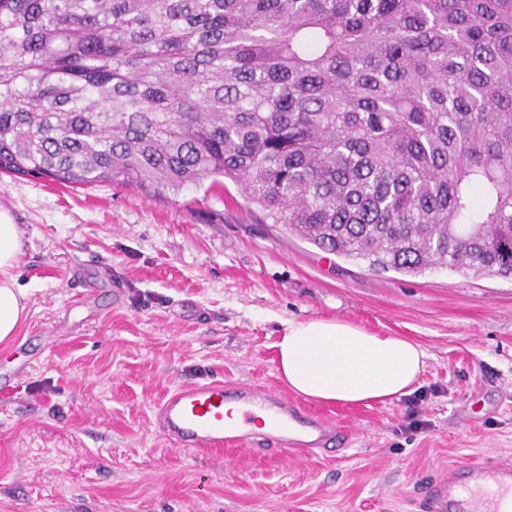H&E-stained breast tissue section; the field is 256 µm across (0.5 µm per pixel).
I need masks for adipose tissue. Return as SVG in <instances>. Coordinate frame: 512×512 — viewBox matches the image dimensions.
Returning <instances> with one entry per match:
<instances>
[{
  "label": "adipose tissue",
  "mask_w": 512,
  "mask_h": 512,
  "mask_svg": "<svg viewBox=\"0 0 512 512\" xmlns=\"http://www.w3.org/2000/svg\"><path fill=\"white\" fill-rule=\"evenodd\" d=\"M20 234L0 210V344L18 334L27 294L13 273ZM278 371L288 388L316 402L386 403L408 395L425 368L426 353L399 336H379L357 325L322 318L288 320L276 344Z\"/></svg>",
  "instance_id": "adipose-tissue-1"
}]
</instances>
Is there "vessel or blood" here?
I'll use <instances>...</instances> for the list:
<instances>
[{
  "instance_id": "1",
  "label": "vessel or blood",
  "mask_w": 512,
  "mask_h": 512,
  "mask_svg": "<svg viewBox=\"0 0 512 512\" xmlns=\"http://www.w3.org/2000/svg\"><path fill=\"white\" fill-rule=\"evenodd\" d=\"M261 416L277 456H326L343 434L281 391L221 381L177 385L157 405L155 423L175 447L220 450L250 442L249 427ZM423 507L425 512H512V463L474 465L463 473L449 467L426 486Z\"/></svg>"
}]
</instances>
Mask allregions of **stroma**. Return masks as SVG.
<instances>
[{"label": "stroma", "mask_w": 512, "mask_h": 512, "mask_svg": "<svg viewBox=\"0 0 512 512\" xmlns=\"http://www.w3.org/2000/svg\"><path fill=\"white\" fill-rule=\"evenodd\" d=\"M19 226L27 318L0 347V512H416L426 483L512 459V281L439 266L376 272L266 221L239 185L157 196L0 175ZM120 303H113L114 287ZM85 294L102 314L84 317ZM344 320L423 348L417 389L311 402L354 430L303 461L185 453L154 410L182 383L283 388V321Z\"/></svg>", "instance_id": "1"}]
</instances>
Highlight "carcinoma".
<instances>
[{
    "instance_id": "1",
    "label": "carcinoma",
    "mask_w": 512,
    "mask_h": 512,
    "mask_svg": "<svg viewBox=\"0 0 512 512\" xmlns=\"http://www.w3.org/2000/svg\"><path fill=\"white\" fill-rule=\"evenodd\" d=\"M0 173L227 178L371 269L512 279V0H0Z\"/></svg>"
}]
</instances>
